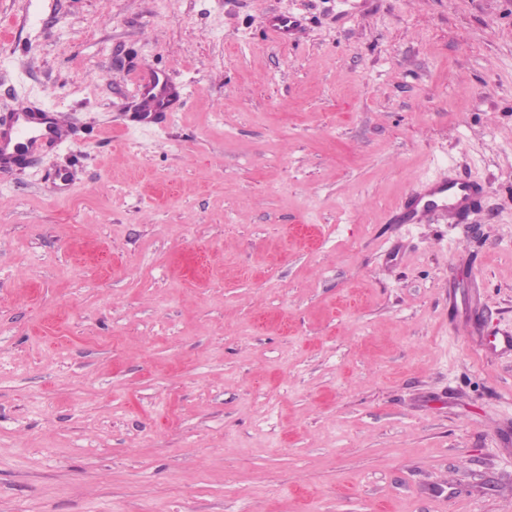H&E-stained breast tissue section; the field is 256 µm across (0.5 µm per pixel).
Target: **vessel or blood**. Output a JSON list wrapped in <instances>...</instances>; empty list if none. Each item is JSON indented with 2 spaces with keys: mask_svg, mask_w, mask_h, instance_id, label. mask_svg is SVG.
<instances>
[{
  "mask_svg": "<svg viewBox=\"0 0 512 512\" xmlns=\"http://www.w3.org/2000/svg\"><path fill=\"white\" fill-rule=\"evenodd\" d=\"M40 116L31 112L28 105H19L13 113L9 127L0 128V160L17 158L21 153H34L56 146L69 128L66 113H53L46 127H39ZM480 189L478 186L451 178H439L424 183L413 192L406 204L408 219L422 223L438 210L447 212L449 218L474 204Z\"/></svg>",
  "mask_w": 512,
  "mask_h": 512,
  "instance_id": "b4317fda",
  "label": "vessel or blood"
}]
</instances>
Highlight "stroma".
Here are the masks:
<instances>
[{"label":"stroma","instance_id":"obj_1","mask_svg":"<svg viewBox=\"0 0 512 512\" xmlns=\"http://www.w3.org/2000/svg\"><path fill=\"white\" fill-rule=\"evenodd\" d=\"M20 101L0 512H512V0H0ZM30 111L32 109L28 105H19L13 113L12 123L7 128H0V160L16 159L20 153H34L56 146L68 131L66 113L53 112L46 127L34 128L35 124L45 120L46 113L39 116ZM480 188L476 185L459 182L450 177L429 180L421 189L413 192L406 204V217L414 222L422 223L429 220L436 211L448 213V220L452 222L458 214L474 204ZM451 195V201L443 202ZM442 197H444L443 200ZM441 200V201H440ZM439 201L442 204H439Z\"/></svg>","mask_w":512,"mask_h":512}]
</instances>
